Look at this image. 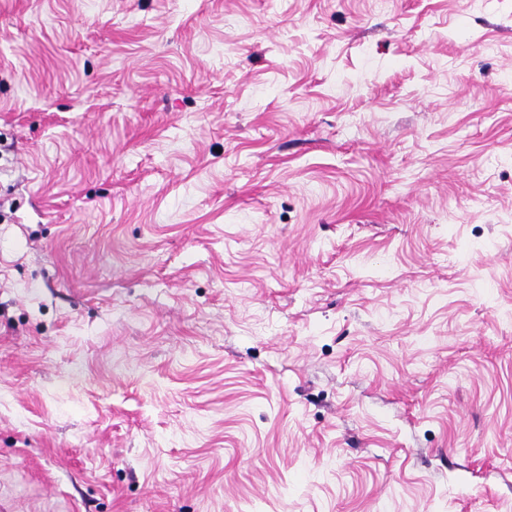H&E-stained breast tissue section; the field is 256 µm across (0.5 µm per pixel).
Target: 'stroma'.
Wrapping results in <instances>:
<instances>
[{
	"mask_svg": "<svg viewBox=\"0 0 512 512\" xmlns=\"http://www.w3.org/2000/svg\"><path fill=\"white\" fill-rule=\"evenodd\" d=\"M0 512H512V0H0Z\"/></svg>",
	"mask_w": 512,
	"mask_h": 512,
	"instance_id": "1",
	"label": "stroma"
}]
</instances>
